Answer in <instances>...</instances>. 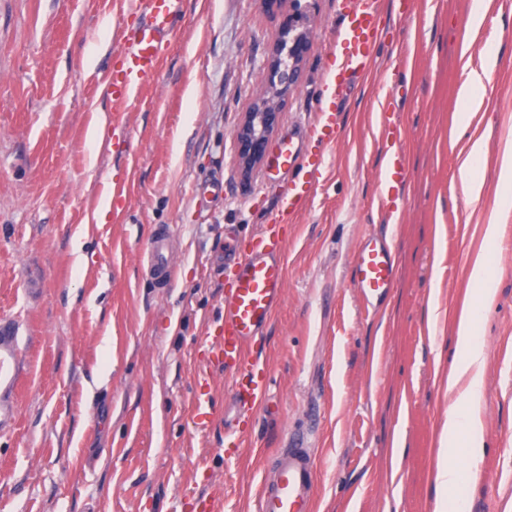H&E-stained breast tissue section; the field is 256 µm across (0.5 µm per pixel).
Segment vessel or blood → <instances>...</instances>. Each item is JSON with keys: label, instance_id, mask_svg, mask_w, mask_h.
Instances as JSON below:
<instances>
[{"label": "vessel or blood", "instance_id": "vessel-or-blood-1", "mask_svg": "<svg viewBox=\"0 0 512 512\" xmlns=\"http://www.w3.org/2000/svg\"><path fill=\"white\" fill-rule=\"evenodd\" d=\"M184 0H136L137 20L123 27V49L104 75L107 91L118 108L112 132L125 125V106L140 98L145 82L154 77L168 55L183 21ZM341 32L336 44V66L326 72L323 92L309 126L316 150L300 152L294 142L282 140L276 147L278 169L293 172L282 186L277 207L262 225L249 248L235 260L224 291V318L217 331L206 332L202 346L208 351L207 373L217 371L233 379L234 414L224 422V454H237L246 429L260 410L268 408L270 372L256 343L271 322L286 293L285 242L280 227L292 223L310 205L325 170L326 147L335 144L340 131L341 106L354 82L366 73L381 42L377 25V0H343ZM383 173L379 204L387 221L401 214V188L408 171L401 146V130L391 120L381 124ZM169 228L153 235L147 258L153 280L167 286L171 267L167 243ZM353 286L365 309L374 308L395 285V260L391 246L367 235L351 260ZM316 454L292 442L279 449L265 470L253 512H314Z\"/></svg>", "mask_w": 512, "mask_h": 512}]
</instances>
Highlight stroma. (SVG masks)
<instances>
[{"label":"stroma","instance_id":"stroma-1","mask_svg":"<svg viewBox=\"0 0 512 512\" xmlns=\"http://www.w3.org/2000/svg\"><path fill=\"white\" fill-rule=\"evenodd\" d=\"M485 2L475 28L472 0H415L407 15L379 0L376 61L342 111L314 201L281 228L287 291L260 346L274 409L228 460L230 378L211 379L210 426L193 422L199 342L223 318L220 272L273 207L276 169L243 178L233 131L268 78L283 17L263 0H186L116 140L102 76L133 20L129 0H0V325L12 329L0 343V512H177L213 481L223 512H252L272 455L298 432L317 455L315 512H436L455 327L481 254L498 292L477 326L484 452L466 512H512V209L499 204L512 0ZM339 8L305 4L312 44L278 137L314 117ZM474 73L481 102L462 129L459 94ZM399 85L409 177L404 213L386 224L375 126ZM475 140L477 194L463 176ZM116 180L127 190L118 201ZM492 220L499 238L487 249ZM162 226L174 272L157 288L147 257ZM370 232L392 243L396 282L369 313L351 257Z\"/></svg>","mask_w":512,"mask_h":512}]
</instances>
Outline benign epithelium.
Returning a JSON list of instances; mask_svg holds the SVG:
<instances>
[{"label": "benign epithelium", "instance_id": "7a95c632", "mask_svg": "<svg viewBox=\"0 0 512 512\" xmlns=\"http://www.w3.org/2000/svg\"><path fill=\"white\" fill-rule=\"evenodd\" d=\"M301 0H266L271 7L288 4V21L280 27L266 58L268 81L234 130L241 175L249 177L265 164L266 149L275 135L281 111L302 82L312 32L299 13Z\"/></svg>", "mask_w": 512, "mask_h": 512}]
</instances>
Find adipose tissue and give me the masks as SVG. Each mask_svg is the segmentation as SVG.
Returning <instances> with one entry per match:
<instances>
[{
  "instance_id": "ef3b65f1",
  "label": "adipose tissue",
  "mask_w": 512,
  "mask_h": 512,
  "mask_svg": "<svg viewBox=\"0 0 512 512\" xmlns=\"http://www.w3.org/2000/svg\"><path fill=\"white\" fill-rule=\"evenodd\" d=\"M470 279L479 287L475 305L461 314L456 328V357L448 374V425L443 441L448 449H455L459 434H466L470 449L468 462L477 466L484 426L480 404L484 386L486 357L482 344L475 335L477 317L492 302L497 288L484 259H477Z\"/></svg>"
}]
</instances>
